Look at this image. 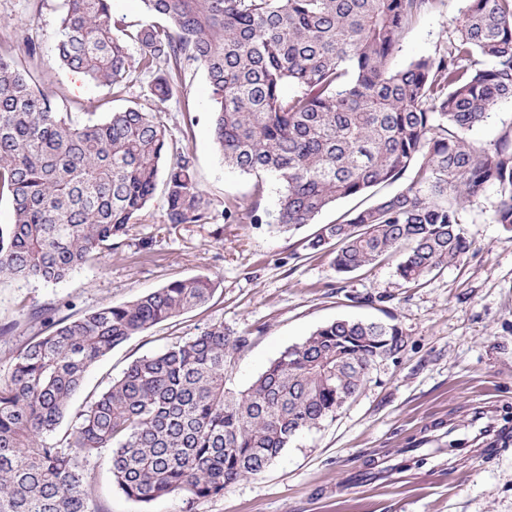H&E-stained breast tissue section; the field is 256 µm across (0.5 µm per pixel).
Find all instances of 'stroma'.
<instances>
[{
    "instance_id": "stroma-1",
    "label": "stroma",
    "mask_w": 512,
    "mask_h": 512,
    "mask_svg": "<svg viewBox=\"0 0 512 512\" xmlns=\"http://www.w3.org/2000/svg\"><path fill=\"white\" fill-rule=\"evenodd\" d=\"M463 6L443 0L424 16L393 66L442 49ZM61 7L62 0H0V45L15 48L17 62L80 118L99 119L140 100V85L118 99L59 67L53 44ZM28 42L39 49L35 57L22 51ZM211 110L202 69L184 63L176 91L159 106L172 142L195 156L213 210L256 201L260 221L245 216L220 233L211 224H168L159 195L119 249L101 251L69 279L0 278V380L10 376L18 352L49 330L34 311L50 308L75 319L195 276L215 282L210 302L131 337L93 364L57 440L134 360L215 324L249 339L226 374L235 391L248 388L286 348L339 318L396 324L408 345L397 361L378 365L334 419L298 436L264 473L229 484L220 497L192 505L178 493L136 503L113 485L112 451L101 449L81 462L95 512H512V232L489 219L494 188L466 209L469 252L422 285L405 284L392 258L344 276L328 253L305 242L317 224L368 205L369 197L341 201L317 224L281 230L273 220L280 182L225 167L212 139Z\"/></svg>"
}]
</instances>
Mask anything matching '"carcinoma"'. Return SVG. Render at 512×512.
I'll return each instance as SVG.
<instances>
[{"instance_id": "carcinoma-1", "label": "carcinoma", "mask_w": 512, "mask_h": 512, "mask_svg": "<svg viewBox=\"0 0 512 512\" xmlns=\"http://www.w3.org/2000/svg\"><path fill=\"white\" fill-rule=\"evenodd\" d=\"M438 2L142 0L146 20L130 24L112 15L110 0H63L62 68L115 95L137 71L153 80L145 103L80 123L10 50L0 52V197L13 209V222L0 225V275L69 278L100 249L121 247L159 188L167 224L238 220L240 204L210 208L189 150L167 161L169 131L153 106L173 95L186 61L212 89L224 165L280 181L274 221L286 231L413 171L406 188L308 239L337 272L397 253L399 277L419 284L470 250L463 213L488 187L497 195L489 219L512 231V131L491 149L471 138L512 99V0H465L442 51L392 68L406 34ZM214 291L204 276L175 280L58 319L17 354L0 381V512H92L80 460L102 448L112 449L113 485L138 503L221 496L334 419L378 364L407 347L395 324L337 319L236 393L224 373L248 337L215 324L135 360L79 414L67 446L54 441L93 363Z\"/></svg>"}]
</instances>
